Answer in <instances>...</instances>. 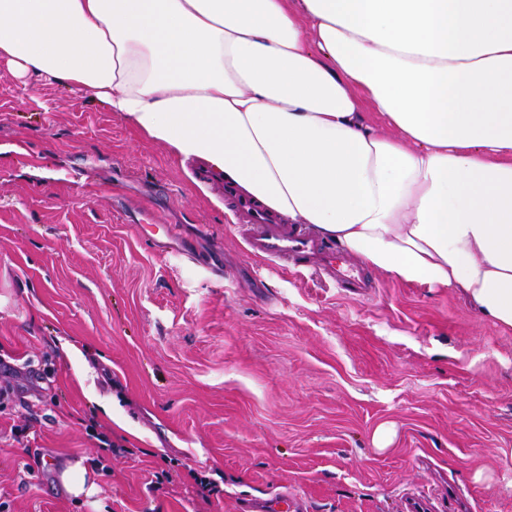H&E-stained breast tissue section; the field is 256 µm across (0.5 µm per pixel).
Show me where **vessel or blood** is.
<instances>
[{"mask_svg": "<svg viewBox=\"0 0 512 512\" xmlns=\"http://www.w3.org/2000/svg\"><path fill=\"white\" fill-rule=\"evenodd\" d=\"M230 203L250 255L282 263L296 274L314 269L345 294L359 298L372 296L374 284L360 261L334 256L302 225L281 223L262 206L235 197Z\"/></svg>", "mask_w": 512, "mask_h": 512, "instance_id": "obj_1", "label": "vessel or blood"}]
</instances>
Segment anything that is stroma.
Wrapping results in <instances>:
<instances>
[{
    "label": "stroma",
    "mask_w": 512,
    "mask_h": 512,
    "mask_svg": "<svg viewBox=\"0 0 512 512\" xmlns=\"http://www.w3.org/2000/svg\"><path fill=\"white\" fill-rule=\"evenodd\" d=\"M195 169L0 63V512H512V331L253 258ZM87 473V468L80 461L68 465L61 473L63 486L70 494L75 496L88 495L91 488L86 487Z\"/></svg>",
    "instance_id": "obj_1"
}]
</instances>
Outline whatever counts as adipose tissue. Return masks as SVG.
Returning <instances> with one entry per match:
<instances>
[{
  "label": "adipose tissue",
  "instance_id": "adipose-tissue-1",
  "mask_svg": "<svg viewBox=\"0 0 512 512\" xmlns=\"http://www.w3.org/2000/svg\"><path fill=\"white\" fill-rule=\"evenodd\" d=\"M0 61L512 331V0H0Z\"/></svg>",
  "mask_w": 512,
  "mask_h": 512
}]
</instances>
